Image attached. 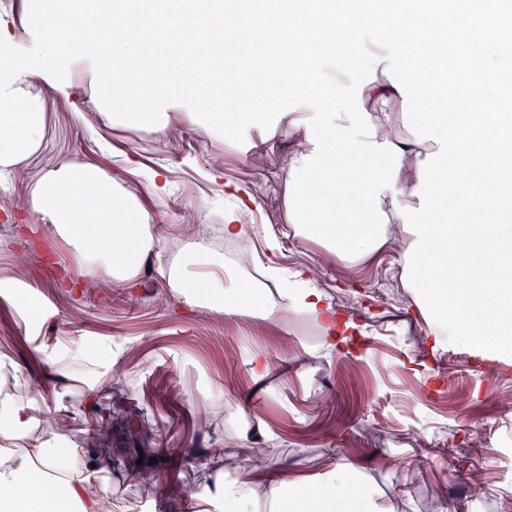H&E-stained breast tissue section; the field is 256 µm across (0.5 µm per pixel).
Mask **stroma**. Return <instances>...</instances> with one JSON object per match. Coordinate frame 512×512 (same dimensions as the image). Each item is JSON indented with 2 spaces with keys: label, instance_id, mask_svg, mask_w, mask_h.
Here are the masks:
<instances>
[{
  "label": "stroma",
  "instance_id": "35a3bbf8",
  "mask_svg": "<svg viewBox=\"0 0 512 512\" xmlns=\"http://www.w3.org/2000/svg\"><path fill=\"white\" fill-rule=\"evenodd\" d=\"M35 91L45 140L0 179V403L12 408L20 435L40 432L32 410L39 404L83 448L97 412L108 413L94 453L103 462L99 482L112 488V512H201L200 471L185 458L235 448L232 414L266 462L261 470L258 460H243L239 473L300 484L315 468L341 464L371 482L387 512H432L438 503L447 512H503L512 499V365L434 348L402 285V248L346 265L318 240L295 236L275 191L281 149L209 143L190 128L163 140L134 123L103 125L94 107L80 123L68 102L43 86ZM126 152L168 171L166 193L144 201L158 251L145 257L135 283L102 272L69 283L59 271L78 267V253L43 232L31 190L62 162L90 163L136 186L121 163ZM244 177L257 205L238 213L267 274L264 300L276 293V274L308 270L355 324L342 347L327 348L321 322L303 313L273 321L182 309L165 270L188 228L223 227L237 211L225 184ZM379 286L394 289L390 304L376 298ZM15 290L26 304L12 300ZM101 344L119 350L116 366L98 355ZM78 346L86 359L56 370L54 357ZM257 356L269 363L262 377L253 371ZM401 459L411 469L398 467ZM135 468L155 473L158 485L128 483Z\"/></svg>",
  "mask_w": 512,
  "mask_h": 512
}]
</instances>
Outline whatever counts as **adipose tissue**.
I'll use <instances>...</instances> for the list:
<instances>
[{
	"mask_svg": "<svg viewBox=\"0 0 512 512\" xmlns=\"http://www.w3.org/2000/svg\"><path fill=\"white\" fill-rule=\"evenodd\" d=\"M441 0H378L367 11L340 0H277L273 9H220L187 0L169 12L162 0H23L20 17L0 23V173L41 146L46 126L37 81L66 100L96 102L107 92L116 125L146 121L159 132L192 124L200 138L248 141L264 150L289 145L279 190L288 223L347 264L404 245L405 286L438 348L463 347L512 363V60L491 0L464 6L460 23L476 42L436 47L429 23ZM137 33H129V24ZM287 37L267 84L252 61L225 66L209 54L228 28ZM82 69L88 88L70 75ZM224 71L228 91L207 95L209 74ZM408 120L416 128L401 136ZM143 191L91 164L65 163L31 192L44 223L68 240L89 270L134 281L154 241L144 196L160 197L166 171L144 170L124 156ZM207 243L190 237L168 280L187 305L254 307L252 290L233 272L203 277L213 264ZM288 312L320 319L328 344L345 327L327 297L298 269L282 278ZM92 459L56 427L19 438L0 407V512H112L109 487L95 481ZM201 476L223 512H384L374 488L344 466L302 485L235 476L205 461Z\"/></svg>",
	"mask_w": 512,
	"mask_h": 512,
	"instance_id": "obj_1",
	"label": "adipose tissue"
}]
</instances>
